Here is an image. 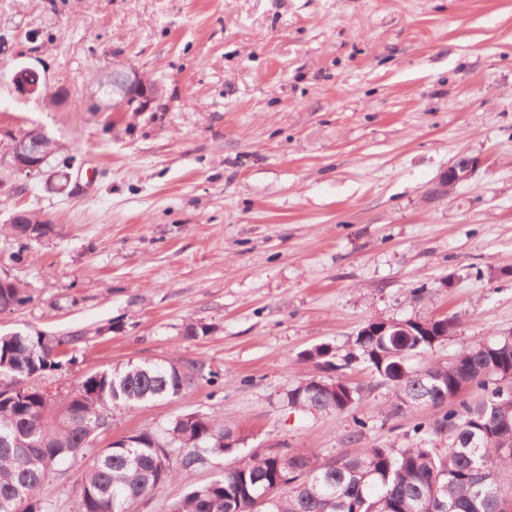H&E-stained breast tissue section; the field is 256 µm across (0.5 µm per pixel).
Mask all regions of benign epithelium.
<instances>
[{
	"label": "benign epithelium",
	"instance_id": "benign-epithelium-1",
	"mask_svg": "<svg viewBox=\"0 0 512 512\" xmlns=\"http://www.w3.org/2000/svg\"><path fill=\"white\" fill-rule=\"evenodd\" d=\"M15 89L23 96L42 95L47 86L40 73L32 67L19 68L12 78ZM112 85V99L105 108L114 112H147L158 97V87L146 80L133 67L104 69L98 77L99 86ZM46 135L30 130L6 143L0 142V164H8L11 176L27 180H49L57 169L51 166L52 153L43 149ZM482 164L476 156L461 155L448 167L442 182L455 186L467 180Z\"/></svg>",
	"mask_w": 512,
	"mask_h": 512
}]
</instances>
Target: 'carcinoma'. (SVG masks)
Instances as JSON below:
<instances>
[{
    "mask_svg": "<svg viewBox=\"0 0 512 512\" xmlns=\"http://www.w3.org/2000/svg\"><path fill=\"white\" fill-rule=\"evenodd\" d=\"M25 247L48 234L40 221L11 225ZM27 301L21 288L0 285V304ZM452 317L392 320L381 336L357 333L342 358L328 344L302 352L320 370L369 365L378 384L390 388L392 414L438 411L433 423L420 422L425 435L404 448L372 446L322 462L286 448L246 452L248 461L224 470L208 483L171 502L167 512H259L255 499L271 492L267 512H508L512 506V384L501 380L512 370V336L464 345L447 363L414 366L410 360L456 332ZM63 337L47 341L20 333L0 335V381L23 385L24 393L0 392V500H20L22 512H49L41 488L53 467L89 453L100 426L112 412L173 398L191 388L203 366L169 359L128 362L85 377L64 396L47 399L24 384L46 371L75 362ZM443 396H438L436 386ZM479 392L462 399L465 388ZM358 385L311 376L288 390V407L309 414L346 413L353 435L365 422L354 414L362 399ZM244 438L224 420L197 411L163 426L130 433L91 456L80 482L79 512H124L191 470L223 455L242 452Z\"/></svg>",
    "mask_w": 512,
    "mask_h": 512,
    "instance_id": "1",
    "label": "carcinoma"
}]
</instances>
